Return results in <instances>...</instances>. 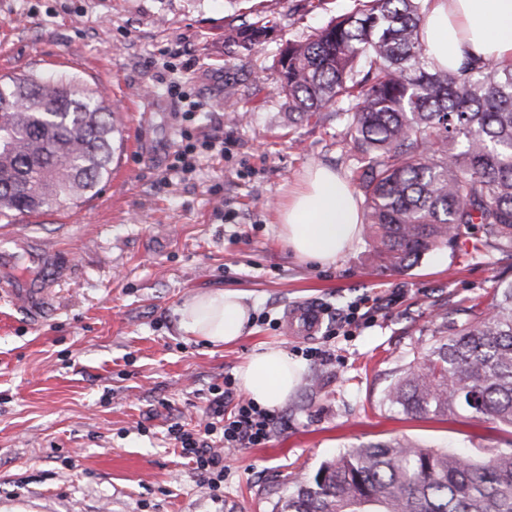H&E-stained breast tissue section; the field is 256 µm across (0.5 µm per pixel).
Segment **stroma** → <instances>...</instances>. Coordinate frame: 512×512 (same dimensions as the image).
Listing matches in <instances>:
<instances>
[{
	"label": "stroma",
	"mask_w": 512,
	"mask_h": 512,
	"mask_svg": "<svg viewBox=\"0 0 512 512\" xmlns=\"http://www.w3.org/2000/svg\"><path fill=\"white\" fill-rule=\"evenodd\" d=\"M355 0H0V79L66 76L101 94L123 138L110 179L67 210L0 217V234L65 246L74 273L54 287L42 323L0 297V512H273L300 480L361 444L409 438L491 456L512 429L470 414L410 416L384 402L399 370L436 340L435 316L490 299L512 255L440 248L410 271H384L366 239L330 266L295 258L278 207L306 170L356 186L359 154L343 124L288 119L274 68ZM270 32L247 50L231 30ZM241 115L232 117L229 103ZM196 146L176 159L183 132ZM236 291L249 334L214 349L188 340L177 309L193 292ZM377 311L351 335L336 316L363 297ZM308 301L311 338L284 321ZM284 349L304 371L262 446L225 448L212 494L168 438L191 429L210 388L252 353ZM330 352L327 360L306 349Z\"/></svg>",
	"instance_id": "1"
}]
</instances>
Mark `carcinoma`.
<instances>
[{
  "instance_id": "1",
  "label": "carcinoma",
  "mask_w": 512,
  "mask_h": 512,
  "mask_svg": "<svg viewBox=\"0 0 512 512\" xmlns=\"http://www.w3.org/2000/svg\"><path fill=\"white\" fill-rule=\"evenodd\" d=\"M427 0H357L276 70L288 117L346 105L363 156L358 189L369 259L401 273L469 238L512 255V65L426 56ZM113 112L60 76L0 83V216L69 209L112 175ZM446 335L401 369L385 402L410 415L467 411L512 428V280L443 322ZM274 512H512V453L461 456L402 438L323 463Z\"/></svg>"
}]
</instances>
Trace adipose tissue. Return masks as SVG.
I'll return each mask as SVG.
<instances>
[{
  "label": "adipose tissue",
  "mask_w": 512,
  "mask_h": 512,
  "mask_svg": "<svg viewBox=\"0 0 512 512\" xmlns=\"http://www.w3.org/2000/svg\"><path fill=\"white\" fill-rule=\"evenodd\" d=\"M424 44L436 65L455 69L469 56L512 64V0H431ZM281 240L294 257L335 263L360 237L358 202L335 171L314 167L288 192L280 208ZM185 336L215 348L243 336L249 311L239 293L197 292L177 310ZM302 365L278 347L253 353L237 379L258 407L274 410L286 404L300 381Z\"/></svg>",
  "instance_id": "obj_1"
}]
</instances>
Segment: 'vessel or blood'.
<instances>
[{
	"mask_svg": "<svg viewBox=\"0 0 512 512\" xmlns=\"http://www.w3.org/2000/svg\"><path fill=\"white\" fill-rule=\"evenodd\" d=\"M21 247L37 260L38 275L33 279L10 276L0 279V292L13 298L28 320L38 323L53 305V284L69 276L72 265L51 243L27 237ZM321 321L319 309L308 302L297 304L286 316L288 332L295 337L316 335Z\"/></svg>",
	"mask_w": 512,
	"mask_h": 512,
	"instance_id": "vessel-or-blood-1",
	"label": "vessel or blood"
}]
</instances>
